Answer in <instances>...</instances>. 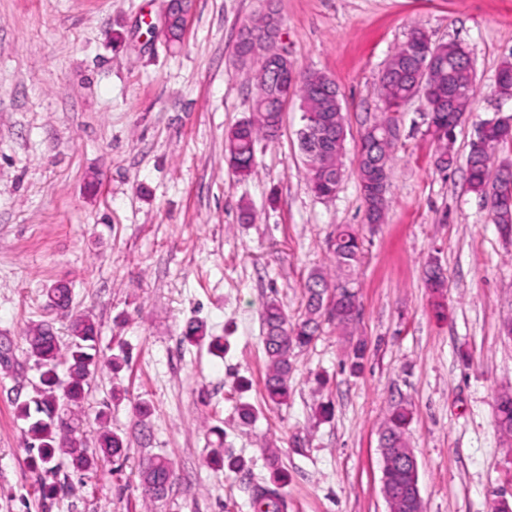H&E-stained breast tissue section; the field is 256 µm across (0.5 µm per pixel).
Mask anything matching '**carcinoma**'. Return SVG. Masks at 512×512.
<instances>
[{"mask_svg":"<svg viewBox=\"0 0 512 512\" xmlns=\"http://www.w3.org/2000/svg\"><path fill=\"white\" fill-rule=\"evenodd\" d=\"M280 30V19L275 10L252 26L240 30L234 47L236 60L252 64L256 71L265 69L266 55L262 49L273 46ZM465 48L456 42H436L429 34L413 29L396 49L380 77L383 113L376 123L361 136L357 157V174L365 208L367 224L385 222L389 206L391 150L394 128L398 119L391 107L398 101L421 95L435 131L436 167L446 171L454 164L452 147L455 129L471 103L475 88L472 73L464 63ZM429 66L426 84L416 83L419 64ZM496 92L500 98L512 99V53L505 57L497 71ZM292 91L300 96L303 125L313 132L300 136L299 145L306 156L309 180L314 194L327 198L336 193L342 179L341 158L345 149L346 127L339 93L329 76L308 72L295 76ZM283 83L270 82L255 90L253 106L265 112L264 120H246L229 131L225 140V154L230 166L240 176H249L256 167V145L261 139L273 140L279 125L271 116ZM512 141V117L489 118L481 125L480 134L470 143L467 156V181L470 190L489 206L492 221L506 234H512V178L503 177V170L493 175L495 151ZM334 273H311L305 284L304 313L295 322L275 301H269L261 314L262 343L269 363L264 379L268 401L281 405L288 400L289 377L293 371L295 351L309 348L321 330V318L328 316L336 325L346 329L356 320L352 309L358 297L353 279L354 271L364 257V242L358 230L350 225L339 226L329 240ZM426 286L434 294L443 293L445 277L436 263L429 265ZM48 305L66 309L70 305L68 288H51L47 292ZM37 335L25 336L26 355L33 360L37 382L33 396L17 406V416L25 422L26 448L37 452L38 485L40 491L55 488L53 482L62 462L68 460L73 469L88 472L101 461L116 462L125 455V442L117 433L102 428L97 447H86L79 438L81 407L92 371L101 359L97 346L98 332L87 316L70 322L66 345L53 328L40 324L33 328ZM185 339L201 344L208 342L209 350L224 354L221 339H206L202 326L187 328ZM496 426L499 432L512 436V394L495 401ZM411 411L401 403L392 406L380 435V447L393 455L397 448L409 447L406 432L411 422ZM384 476L391 489L392 512H418L411 490L412 477L403 467L386 466ZM141 486L152 502L167 497L174 479L171 461L164 455L153 454L145 459L140 470ZM285 480L277 477L271 484H256L251 492L253 512H287L288 502L282 492Z\"/></svg>","mask_w":512,"mask_h":512,"instance_id":"obj_1","label":"carcinoma"}]
</instances>
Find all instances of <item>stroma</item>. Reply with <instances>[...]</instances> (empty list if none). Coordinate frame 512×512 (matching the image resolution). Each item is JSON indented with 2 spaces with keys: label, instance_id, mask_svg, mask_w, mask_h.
Returning a JSON list of instances; mask_svg holds the SVG:
<instances>
[{
  "label": "stroma",
  "instance_id": "35a3bbf8",
  "mask_svg": "<svg viewBox=\"0 0 512 512\" xmlns=\"http://www.w3.org/2000/svg\"><path fill=\"white\" fill-rule=\"evenodd\" d=\"M167 0H0V512H251L268 454L288 475V512H389L381 491L379 429L392 404L413 413L407 436L424 512H491L512 499V443L494 423L512 386V242L469 191L464 159L500 101L495 79L512 54V0H190L180 41L157 23ZM277 10L295 71L336 83L346 113L343 176L334 196L309 184L299 97L277 139L261 141L241 177L226 132L251 114L254 80L234 57L239 31ZM455 41L473 62L476 95L455 130L457 163L440 171L424 99L400 114L384 224L364 223L356 172L360 135L379 116L381 72L407 34ZM364 235L352 329L323 321L293 358L287 404L267 401L260 315L277 301L304 309L310 273L330 270L337 226ZM445 272V320L433 316L429 262ZM62 283L70 311L48 307ZM89 316L104 353L81 408L95 447L96 415L128 443L123 465L58 476L42 498L14 411L35 377L26 330L66 336ZM203 322L223 358L183 342ZM367 350L350 368L357 341ZM154 412L146 427L138 401ZM254 410L251 423L240 405ZM240 457L218 471L211 449ZM174 463L165 501L143 498L148 454Z\"/></svg>",
  "mask_w": 512,
  "mask_h": 512
}]
</instances>
